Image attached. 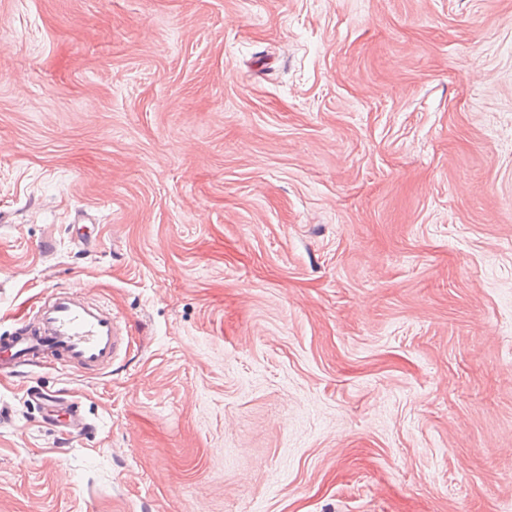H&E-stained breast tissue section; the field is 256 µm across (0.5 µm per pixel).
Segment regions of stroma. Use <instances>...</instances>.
Returning a JSON list of instances; mask_svg holds the SVG:
<instances>
[{
    "label": "stroma",
    "instance_id": "1",
    "mask_svg": "<svg viewBox=\"0 0 512 512\" xmlns=\"http://www.w3.org/2000/svg\"><path fill=\"white\" fill-rule=\"evenodd\" d=\"M57 292L129 348L0 377V512H512V0H0V336ZM34 397L41 402L49 413L55 412L56 409L61 406H65L68 410L67 427L69 429V433L79 435L83 431L85 423L76 403L71 402L65 404L55 396L44 393L43 391L35 393Z\"/></svg>",
    "mask_w": 512,
    "mask_h": 512
}]
</instances>
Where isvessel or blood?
<instances>
[{"label":"vessel or blood","instance_id":"vessel-or-blood-1","mask_svg":"<svg viewBox=\"0 0 512 512\" xmlns=\"http://www.w3.org/2000/svg\"><path fill=\"white\" fill-rule=\"evenodd\" d=\"M122 345L116 316L62 297L52 304L37 329L0 336V369L56 358L65 367L99 372L111 366ZM36 398L50 413L66 407L70 433L83 431L85 423L76 403L61 404L58 398L44 392L37 393Z\"/></svg>","mask_w":512,"mask_h":512}]
</instances>
